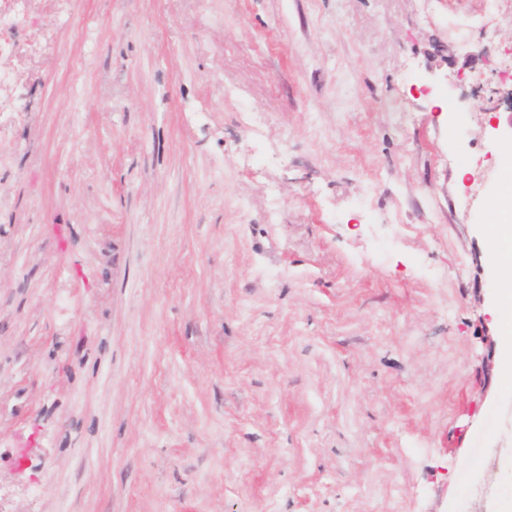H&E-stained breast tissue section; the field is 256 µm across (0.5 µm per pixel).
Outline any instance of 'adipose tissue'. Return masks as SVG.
Wrapping results in <instances>:
<instances>
[{"instance_id": "1", "label": "adipose tissue", "mask_w": 512, "mask_h": 512, "mask_svg": "<svg viewBox=\"0 0 512 512\" xmlns=\"http://www.w3.org/2000/svg\"><path fill=\"white\" fill-rule=\"evenodd\" d=\"M487 227L493 259L502 287L491 312L499 327L503 357L512 364V180H505L489 210Z\"/></svg>"}]
</instances>
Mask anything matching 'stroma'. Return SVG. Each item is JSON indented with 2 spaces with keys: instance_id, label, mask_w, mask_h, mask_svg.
Instances as JSON below:
<instances>
[{
  "instance_id": "35a3bbf8",
  "label": "stroma",
  "mask_w": 512,
  "mask_h": 512,
  "mask_svg": "<svg viewBox=\"0 0 512 512\" xmlns=\"http://www.w3.org/2000/svg\"><path fill=\"white\" fill-rule=\"evenodd\" d=\"M0 36V512H512V0H26ZM495 224H488L487 235L493 259L497 265L503 288L491 312L499 327L505 361L512 364V180L507 178L500 186L488 215Z\"/></svg>"
}]
</instances>
